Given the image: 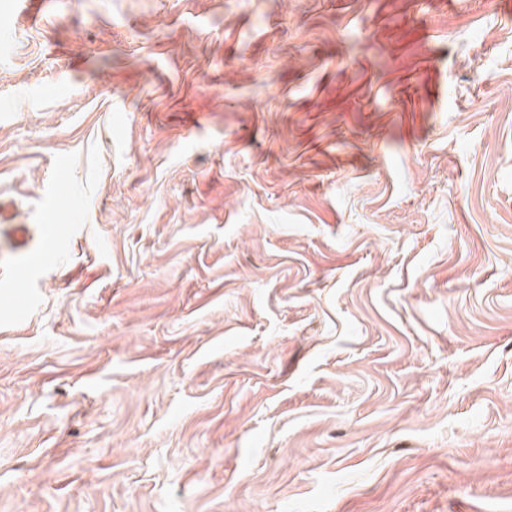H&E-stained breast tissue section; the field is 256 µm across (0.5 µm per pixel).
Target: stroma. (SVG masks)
<instances>
[{"label": "stroma", "instance_id": "obj_1", "mask_svg": "<svg viewBox=\"0 0 512 512\" xmlns=\"http://www.w3.org/2000/svg\"><path fill=\"white\" fill-rule=\"evenodd\" d=\"M0 512H512V0H0Z\"/></svg>", "mask_w": 512, "mask_h": 512}]
</instances>
